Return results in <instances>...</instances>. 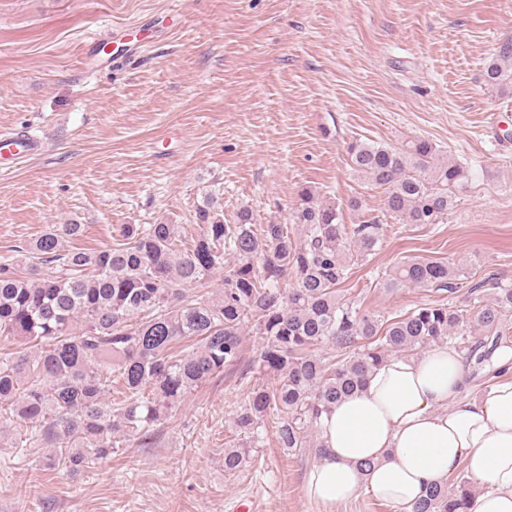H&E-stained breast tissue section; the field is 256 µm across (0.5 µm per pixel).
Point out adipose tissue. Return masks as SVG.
<instances>
[{
	"label": "adipose tissue",
	"mask_w": 512,
	"mask_h": 512,
	"mask_svg": "<svg viewBox=\"0 0 512 512\" xmlns=\"http://www.w3.org/2000/svg\"><path fill=\"white\" fill-rule=\"evenodd\" d=\"M467 371L450 345L372 369L323 414L308 495L331 510L366 493L411 512L463 466L474 486L468 512H512V378L467 400Z\"/></svg>",
	"instance_id": "ef3b65f1"
}]
</instances>
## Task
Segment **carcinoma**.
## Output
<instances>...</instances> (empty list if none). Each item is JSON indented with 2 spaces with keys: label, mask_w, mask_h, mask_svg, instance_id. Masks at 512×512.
I'll return each instance as SVG.
<instances>
[{
  "label": "carcinoma",
  "mask_w": 512,
  "mask_h": 512,
  "mask_svg": "<svg viewBox=\"0 0 512 512\" xmlns=\"http://www.w3.org/2000/svg\"><path fill=\"white\" fill-rule=\"evenodd\" d=\"M497 89L512 87V39L484 71ZM352 170L385 190V209L407 224H442L466 186L464 167L425 139L401 149L360 140L348 144ZM299 234L272 222L255 229L252 212L224 223L216 194L197 207L195 233L181 224H124L112 246L68 248L83 234L76 223L54 224L0 259V337L37 350L0 353V414L16 417L15 448H62L65 471H82L114 453L124 438L151 439L184 398L242 357V327L254 321L262 339L261 372L277 377L252 393L234 418L250 435L271 418L282 447H303L308 429L362 386L385 359L414 355L453 341L467 344L482 366L497 343H467V313L425 302L396 320H382L341 295L352 267L374 254L386 227L375 220L342 224L336 205L304 187L292 212ZM56 265L60 274L45 273ZM224 288L204 298L191 292L216 273ZM465 267L411 256L382 280L390 290L411 286L456 292ZM488 301L477 306L475 330H509L512 281L484 278L472 286ZM329 342L356 351L339 366L316 353ZM126 393L114 407L112 384ZM246 460L224 450V470ZM470 482L434 485L413 512H467Z\"/></svg>",
  "instance_id": "cac0c4a2"
}]
</instances>
